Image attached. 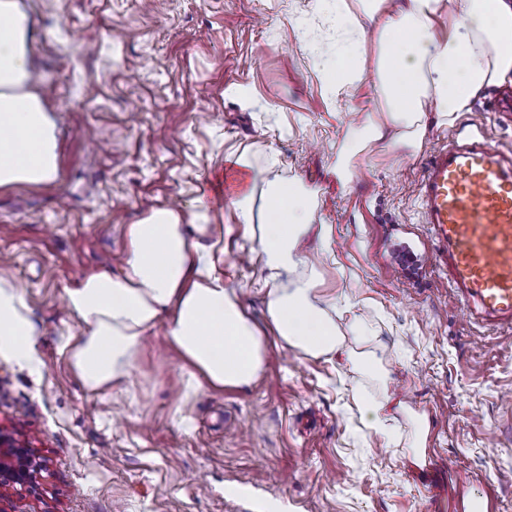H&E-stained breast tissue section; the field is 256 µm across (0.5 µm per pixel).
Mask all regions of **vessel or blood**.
I'll return each mask as SVG.
<instances>
[{
	"instance_id": "vessel-or-blood-1",
	"label": "vessel or blood",
	"mask_w": 512,
	"mask_h": 512,
	"mask_svg": "<svg viewBox=\"0 0 512 512\" xmlns=\"http://www.w3.org/2000/svg\"><path fill=\"white\" fill-rule=\"evenodd\" d=\"M417 194L452 299L470 317L512 327V154L478 140L439 146Z\"/></svg>"
}]
</instances>
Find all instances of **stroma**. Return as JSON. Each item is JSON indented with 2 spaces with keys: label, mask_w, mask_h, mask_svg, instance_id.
Segmentation results:
<instances>
[{
  "label": "stroma",
  "mask_w": 512,
  "mask_h": 512,
  "mask_svg": "<svg viewBox=\"0 0 512 512\" xmlns=\"http://www.w3.org/2000/svg\"><path fill=\"white\" fill-rule=\"evenodd\" d=\"M19 3L59 173L48 186L0 191V277L20 285L38 333L36 365L0 356V426L22 428L43 463L34 483L0 489L5 512H246L225 493L240 483L255 485L265 512H467L480 498L512 512V329L469 320L450 299L417 199L425 157L458 130L512 149V113L491 110L492 91L447 123L428 114L414 155L370 145L343 183L345 129L374 110L377 88L365 74L350 106L332 111L308 45L336 42L294 23L311 0ZM230 154L256 175L274 166L316 189L314 221L329 225L331 254L308 239L315 265L289 279L314 276L336 302L344 348L374 352L387 383L345 357L278 342L259 229L236 217ZM202 204L224 250L218 270L267 338L263 374L217 393L157 334L130 383L88 390L64 350L81 332L65 288L119 268L125 227L148 206L190 217ZM386 390L407 409L383 436L356 398ZM419 416L429 432L416 466Z\"/></svg>",
  "instance_id": "obj_1"
}]
</instances>
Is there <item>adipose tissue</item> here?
<instances>
[{
  "label": "adipose tissue",
  "instance_id": "obj_1",
  "mask_svg": "<svg viewBox=\"0 0 512 512\" xmlns=\"http://www.w3.org/2000/svg\"><path fill=\"white\" fill-rule=\"evenodd\" d=\"M313 14L341 34L321 60L331 104L374 69L382 114L348 127L351 150L383 141L417 150L426 113L471 111L489 88L512 84V0H313ZM30 18L17 0H0V189L44 186L59 172L55 125L36 87ZM267 222L259 248L268 272L266 313L279 342L318 358L341 353L343 338L313 277L281 287L305 264L303 240L314 225L316 193L302 181L267 170L262 178ZM120 272L105 269L65 291L83 328L68 348L75 373L92 390L126 383L146 336L165 325L177 349L211 388L249 386L262 372L267 338L245 314L237 289L214 268L215 227L188 224L181 211L149 208L126 230ZM37 332L18 284L0 278V354L33 364Z\"/></svg>",
  "mask_w": 512,
  "mask_h": 512
}]
</instances>
